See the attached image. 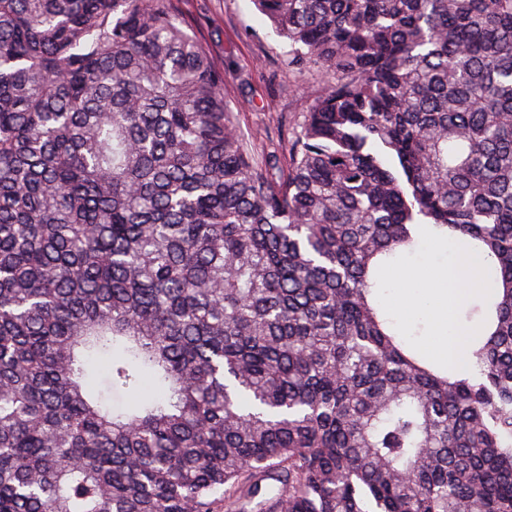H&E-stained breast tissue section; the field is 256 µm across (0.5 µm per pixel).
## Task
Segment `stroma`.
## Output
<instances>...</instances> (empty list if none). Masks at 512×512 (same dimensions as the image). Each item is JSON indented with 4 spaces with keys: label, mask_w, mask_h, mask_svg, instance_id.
Instances as JSON below:
<instances>
[{
    "label": "stroma",
    "mask_w": 512,
    "mask_h": 512,
    "mask_svg": "<svg viewBox=\"0 0 512 512\" xmlns=\"http://www.w3.org/2000/svg\"><path fill=\"white\" fill-rule=\"evenodd\" d=\"M171 11L224 71V100L250 152L287 158L313 98L316 69L295 76L288 48L253 0H169Z\"/></svg>",
    "instance_id": "1"
}]
</instances>
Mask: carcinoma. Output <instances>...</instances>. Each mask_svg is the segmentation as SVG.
Returning <instances> with one entry per match:
<instances>
[{
    "label": "carcinoma",
    "mask_w": 512,
    "mask_h": 512,
    "mask_svg": "<svg viewBox=\"0 0 512 512\" xmlns=\"http://www.w3.org/2000/svg\"><path fill=\"white\" fill-rule=\"evenodd\" d=\"M254 3L286 174L166 0H0V512H512V0ZM422 227L466 369L375 301Z\"/></svg>",
    "instance_id": "1"
}]
</instances>
